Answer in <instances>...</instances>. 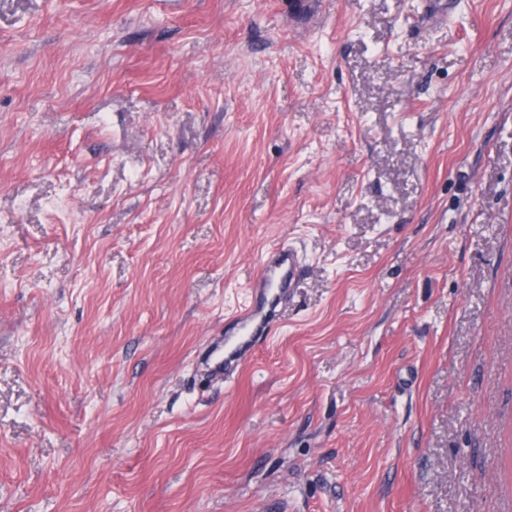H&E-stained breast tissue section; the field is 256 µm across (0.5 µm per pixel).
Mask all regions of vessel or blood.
I'll list each match as a JSON object with an SVG mask.
<instances>
[{
    "instance_id": "obj_1",
    "label": "vessel or blood",
    "mask_w": 512,
    "mask_h": 512,
    "mask_svg": "<svg viewBox=\"0 0 512 512\" xmlns=\"http://www.w3.org/2000/svg\"><path fill=\"white\" fill-rule=\"evenodd\" d=\"M300 264L297 249L289 245L265 256L249 288L248 299L235 316L239 337L225 344L223 354L209 365L214 376L231 379L240 364L251 356L256 342L269 334L280 311L295 297Z\"/></svg>"
}]
</instances>
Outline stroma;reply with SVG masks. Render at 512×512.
I'll return each mask as SVG.
<instances>
[{"label":"stroma","mask_w":512,"mask_h":512,"mask_svg":"<svg viewBox=\"0 0 512 512\" xmlns=\"http://www.w3.org/2000/svg\"><path fill=\"white\" fill-rule=\"evenodd\" d=\"M423 2L0 0V512H512V0ZM300 264L297 249L289 245L265 256L249 288L248 300L235 315L240 336L225 342L224 354L209 365L214 376L230 380L240 364L251 356L256 342L269 334L280 311L295 297Z\"/></svg>","instance_id":"1"}]
</instances>
